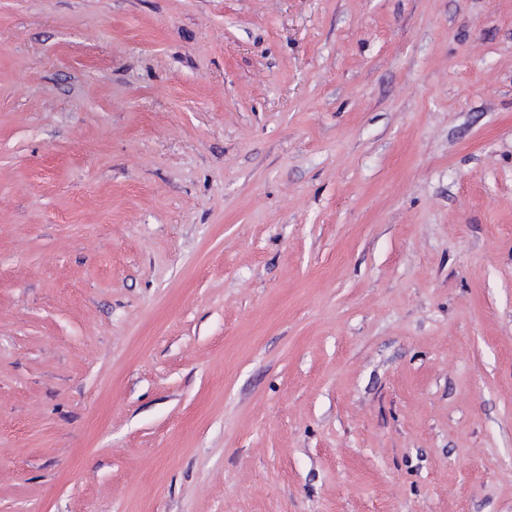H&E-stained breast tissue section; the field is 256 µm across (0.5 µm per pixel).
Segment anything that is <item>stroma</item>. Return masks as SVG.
<instances>
[{
  "label": "stroma",
  "instance_id": "stroma-1",
  "mask_svg": "<svg viewBox=\"0 0 512 512\" xmlns=\"http://www.w3.org/2000/svg\"><path fill=\"white\" fill-rule=\"evenodd\" d=\"M0 512H512V0H0Z\"/></svg>",
  "mask_w": 512,
  "mask_h": 512
}]
</instances>
